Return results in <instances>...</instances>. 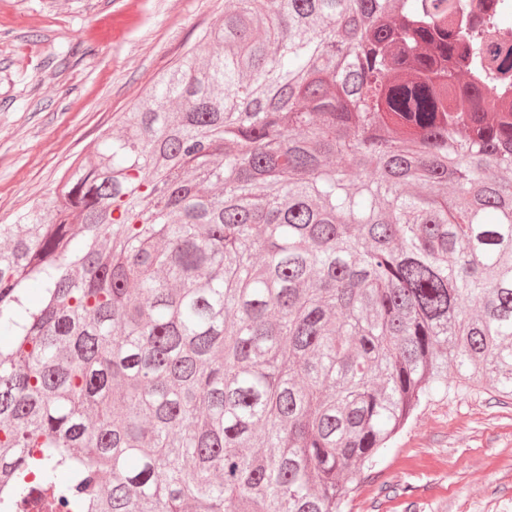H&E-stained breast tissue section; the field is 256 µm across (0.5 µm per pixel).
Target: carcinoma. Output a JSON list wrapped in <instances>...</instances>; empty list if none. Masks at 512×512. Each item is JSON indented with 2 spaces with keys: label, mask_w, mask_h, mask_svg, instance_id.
I'll use <instances>...</instances> for the list:
<instances>
[{
  "label": "carcinoma",
  "mask_w": 512,
  "mask_h": 512,
  "mask_svg": "<svg viewBox=\"0 0 512 512\" xmlns=\"http://www.w3.org/2000/svg\"><path fill=\"white\" fill-rule=\"evenodd\" d=\"M231 2L0 224V512H345L448 370L512 396L496 18Z\"/></svg>",
  "instance_id": "carcinoma-1"
}]
</instances>
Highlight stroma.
Returning <instances> with one entry per match:
<instances>
[{
    "label": "stroma",
    "mask_w": 512,
    "mask_h": 512,
    "mask_svg": "<svg viewBox=\"0 0 512 512\" xmlns=\"http://www.w3.org/2000/svg\"><path fill=\"white\" fill-rule=\"evenodd\" d=\"M225 0H0V224L52 199L66 169L187 50ZM347 512H512V398L472 383L423 405Z\"/></svg>",
    "instance_id": "1"
}]
</instances>
